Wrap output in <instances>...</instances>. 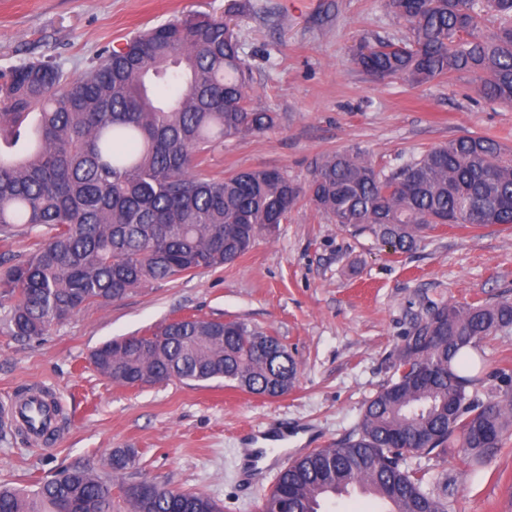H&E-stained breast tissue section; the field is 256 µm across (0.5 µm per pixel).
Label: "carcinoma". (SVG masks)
I'll return each instance as SVG.
<instances>
[{
  "label": "carcinoma",
  "instance_id": "carcinoma-1",
  "mask_svg": "<svg viewBox=\"0 0 512 512\" xmlns=\"http://www.w3.org/2000/svg\"><path fill=\"white\" fill-rule=\"evenodd\" d=\"M404 20L400 41L363 40L355 63L374 81L413 85L470 74L486 99L512 105V0H384ZM231 0L222 17L188 15L143 31L76 77L50 62L0 74V235L43 227L25 258L0 262V330L30 339L79 311L154 283L231 264L306 200L321 215L394 252L438 220L464 228L512 224V151L467 134L384 171L364 154L321 157L301 183L278 169L222 178L202 169L224 139L260 136L275 114L250 103L249 65ZM512 333V301L429 302L398 346L391 382L357 429L278 474L261 512H320L358 485L386 512H452L441 478L401 467L402 449L457 448L476 464L512 428V377L484 376L487 339ZM98 373L124 385L223 379L278 398L298 369L278 337L245 322L195 316L153 336L95 348ZM484 394L487 400L479 398ZM108 472L61 469L37 489L0 485V512H221L210 497L137 481V455L111 448Z\"/></svg>",
  "mask_w": 512,
  "mask_h": 512
}]
</instances>
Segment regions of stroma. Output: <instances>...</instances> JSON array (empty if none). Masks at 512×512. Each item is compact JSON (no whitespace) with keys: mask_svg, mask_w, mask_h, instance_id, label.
Instances as JSON below:
<instances>
[{"mask_svg":"<svg viewBox=\"0 0 512 512\" xmlns=\"http://www.w3.org/2000/svg\"><path fill=\"white\" fill-rule=\"evenodd\" d=\"M251 2L239 20L241 55L254 106L278 120L263 135L225 140L208 156L209 174L276 168L301 181L323 155L344 150L391 169L469 133L512 148V105L483 98L469 77L413 86L358 69L359 40L408 34L383 0ZM226 4L0 0V72L46 61L77 76L138 32L195 12L220 16ZM439 299H512V225L440 226L396 253L300 205L233 264L85 308L38 340L0 332V403L40 389L62 412L46 445L0 431V483L32 490L66 467L101 471L106 450L132 448L148 480L207 495L222 512H259L284 460L355 432L363 404L393 377L402 336ZM189 315L277 336L298 364L293 389L268 399L220 379L125 387L89 361L108 340ZM402 465L447 478L454 512H512V431L477 466L453 448Z\"/></svg>","mask_w":512,"mask_h":512,"instance_id":"obj_1","label":"stroma"}]
</instances>
